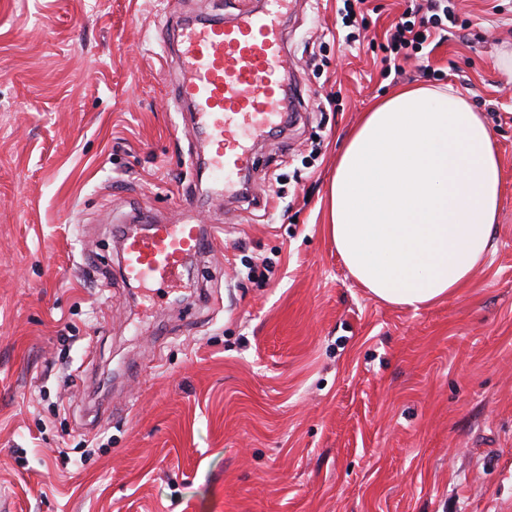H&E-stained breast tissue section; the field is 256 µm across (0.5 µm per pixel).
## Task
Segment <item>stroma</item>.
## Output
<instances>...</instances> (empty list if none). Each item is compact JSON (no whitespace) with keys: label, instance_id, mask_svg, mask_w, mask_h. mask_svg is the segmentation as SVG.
I'll use <instances>...</instances> for the list:
<instances>
[{"label":"stroma","instance_id":"1","mask_svg":"<svg viewBox=\"0 0 512 512\" xmlns=\"http://www.w3.org/2000/svg\"><path fill=\"white\" fill-rule=\"evenodd\" d=\"M406 2L347 40L341 0H298L261 208L197 163L162 38L255 0H0V512H512V0H451L430 71L397 78L380 44ZM404 85L468 96L503 169L486 264L417 311L325 234L345 138ZM134 211L224 244L143 295L120 273Z\"/></svg>","mask_w":512,"mask_h":512}]
</instances>
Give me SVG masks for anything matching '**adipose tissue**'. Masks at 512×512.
Wrapping results in <instances>:
<instances>
[{"label":"adipose tissue","instance_id":"1","mask_svg":"<svg viewBox=\"0 0 512 512\" xmlns=\"http://www.w3.org/2000/svg\"><path fill=\"white\" fill-rule=\"evenodd\" d=\"M502 165L467 97L405 89L366 113L336 161L326 233L378 299L453 298L492 246Z\"/></svg>","mask_w":512,"mask_h":512}]
</instances>
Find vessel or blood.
<instances>
[{
    "instance_id": "1",
    "label": "vessel or blood",
    "mask_w": 512,
    "mask_h": 512,
    "mask_svg": "<svg viewBox=\"0 0 512 512\" xmlns=\"http://www.w3.org/2000/svg\"><path fill=\"white\" fill-rule=\"evenodd\" d=\"M291 2L261 0L255 10L186 23L173 46L181 73L175 92L194 113L209 147L211 175L225 191L254 171L252 141L283 122L298 84L283 64ZM216 240L213 224H150L124 237L123 274L131 283L178 287L188 263Z\"/></svg>"
}]
</instances>
